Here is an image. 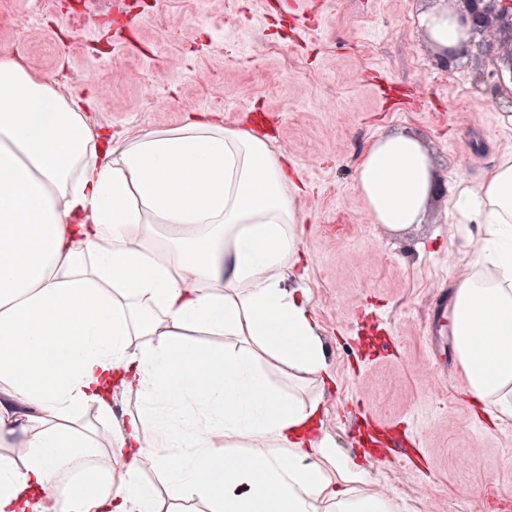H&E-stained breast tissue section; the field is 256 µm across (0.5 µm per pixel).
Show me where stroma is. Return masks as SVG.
<instances>
[{
	"label": "stroma",
	"instance_id": "obj_1",
	"mask_svg": "<svg viewBox=\"0 0 512 512\" xmlns=\"http://www.w3.org/2000/svg\"><path fill=\"white\" fill-rule=\"evenodd\" d=\"M463 0H0V49L93 99L94 123L145 131L179 126L190 111L228 128L270 133L294 170L305 228L300 275L309 291L333 381L320 395L324 430L340 458L364 460L363 493L392 497L400 512H512V423L488 427L457 376L447 334L428 338L437 290L474 271L475 244L451 207L456 184L478 187L512 154V87L493 62L512 49L498 20L471 34L449 61L430 42L422 14ZM415 136L438 186L421 223H374L356 187L367 144ZM112 393V414H77L96 428L98 468L108 437L136 410ZM403 436L404 457L367 461L371 437Z\"/></svg>",
	"mask_w": 512,
	"mask_h": 512
}]
</instances>
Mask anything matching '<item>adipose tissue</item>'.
<instances>
[{"mask_svg": "<svg viewBox=\"0 0 512 512\" xmlns=\"http://www.w3.org/2000/svg\"><path fill=\"white\" fill-rule=\"evenodd\" d=\"M422 23L442 50L469 41L451 8ZM88 107L0 51V512H161L145 459L172 502L206 512H399L356 493L365 468L331 453L321 400L262 367L328 375L309 292L286 284L303 240L284 155L203 114L113 133ZM434 184L404 135L372 141L357 169L375 223L393 231L420 222ZM455 205L478 271L454 292L452 347L467 396L499 425L512 421V155ZM112 385L141 402L113 443L118 477L57 495L60 474L98 452L71 415L93 403L110 416ZM242 440L249 452L231 455ZM141 476L146 483L150 484L158 491L161 496V500L164 502L163 509H166L170 504V500L165 494V479L162 473L150 460L145 459L141 464Z\"/></svg>", "mask_w": 512, "mask_h": 512, "instance_id": "1", "label": "adipose tissue"}]
</instances>
